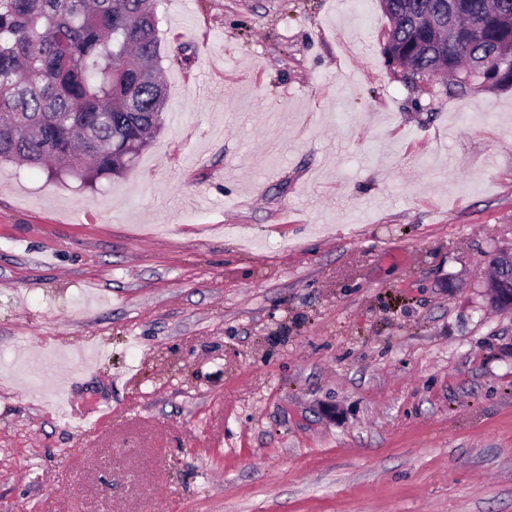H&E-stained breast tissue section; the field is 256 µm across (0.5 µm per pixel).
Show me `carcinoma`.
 Masks as SVG:
<instances>
[{
    "instance_id": "carcinoma-1",
    "label": "carcinoma",
    "mask_w": 512,
    "mask_h": 512,
    "mask_svg": "<svg viewBox=\"0 0 512 512\" xmlns=\"http://www.w3.org/2000/svg\"><path fill=\"white\" fill-rule=\"evenodd\" d=\"M156 0H0V164L91 182L119 176L160 133L167 106ZM383 45L406 85L444 72L448 94L512 87V0H380ZM484 18L470 43V17Z\"/></svg>"
}]
</instances>
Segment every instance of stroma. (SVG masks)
<instances>
[{"instance_id": "1", "label": "stroma", "mask_w": 512, "mask_h": 512, "mask_svg": "<svg viewBox=\"0 0 512 512\" xmlns=\"http://www.w3.org/2000/svg\"><path fill=\"white\" fill-rule=\"evenodd\" d=\"M156 12L132 169L0 166V512H512V87L379 0ZM496 255L498 258L499 274L495 281L487 285L486 293L492 305L495 303L505 309H511L512 290L500 287L508 280H512V247L501 249Z\"/></svg>"}]
</instances>
